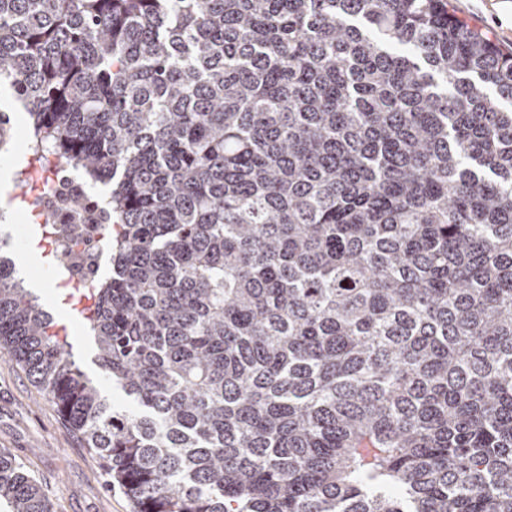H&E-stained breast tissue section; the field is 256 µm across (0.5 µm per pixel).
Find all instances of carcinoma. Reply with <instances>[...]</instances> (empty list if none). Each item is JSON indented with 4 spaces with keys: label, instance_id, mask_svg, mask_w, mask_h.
I'll return each mask as SVG.
<instances>
[{
    "label": "carcinoma",
    "instance_id": "obj_1",
    "mask_svg": "<svg viewBox=\"0 0 512 512\" xmlns=\"http://www.w3.org/2000/svg\"><path fill=\"white\" fill-rule=\"evenodd\" d=\"M1 83L112 183L132 408L2 252L0 356L132 512H512V52L448 0H0ZM1 498L53 512L8 448Z\"/></svg>",
    "mask_w": 512,
    "mask_h": 512
}]
</instances>
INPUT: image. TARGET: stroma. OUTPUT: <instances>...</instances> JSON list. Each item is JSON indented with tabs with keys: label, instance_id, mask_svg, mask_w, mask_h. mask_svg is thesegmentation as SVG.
<instances>
[{
	"label": "stroma",
	"instance_id": "1",
	"mask_svg": "<svg viewBox=\"0 0 512 512\" xmlns=\"http://www.w3.org/2000/svg\"><path fill=\"white\" fill-rule=\"evenodd\" d=\"M453 9L468 23L494 35L505 48H512V0H449ZM11 223L0 222V234L11 224L28 230L26 239L10 245L8 252L18 259L17 273L34 288L45 310L67 326L73 353L91 378L100 370L81 325L82 317L66 304L64 291L56 287L59 276L48 257L25 260L39 228L23 208L21 200L6 204ZM0 448L10 449L36 476L54 506V512H131L128 498L113 488L104 463L64 421L55 405L14 362L0 358Z\"/></svg>",
	"mask_w": 512,
	"mask_h": 512
}]
</instances>
